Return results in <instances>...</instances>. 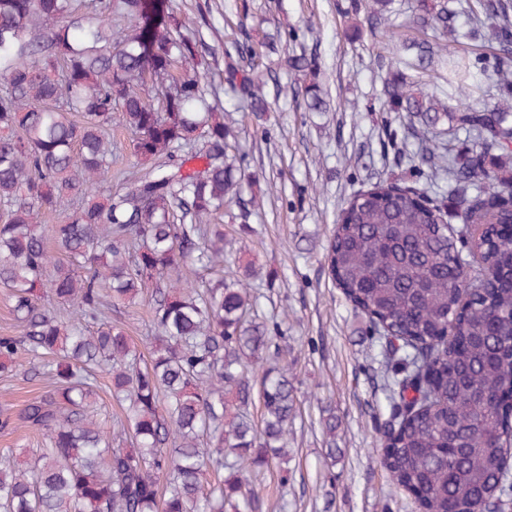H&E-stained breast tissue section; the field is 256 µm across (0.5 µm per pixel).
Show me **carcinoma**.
Wrapping results in <instances>:
<instances>
[{
    "label": "carcinoma",
    "instance_id": "obj_1",
    "mask_svg": "<svg viewBox=\"0 0 512 512\" xmlns=\"http://www.w3.org/2000/svg\"><path fill=\"white\" fill-rule=\"evenodd\" d=\"M366 20L383 28L378 0ZM410 23L445 36L458 20L489 28L484 58L431 70L439 42H421L415 74L389 66L385 112H412L413 160L448 177L460 224L420 191L378 184L341 208L329 273L370 318L390 411L384 465L425 512H506L512 481V0H437ZM263 43L211 69L173 0H0V292L23 328L0 336V373L28 359L49 390L0 430L43 436L26 466H0V512H256L244 472L288 458L295 387L256 298L224 279V225L246 173L228 161L229 80L252 112ZM285 69L316 67L284 55ZM448 84L447 107L413 87ZM162 107H155L154 100ZM446 117L472 145L429 130ZM134 158L112 188L109 128ZM482 155L476 167L471 148ZM73 212L61 224L44 218ZM467 244V250L457 242ZM200 282L179 290L187 269ZM152 352L141 359L109 310L145 297ZM122 408L95 411L101 375ZM259 404L260 424L251 413ZM226 476H221L222 472Z\"/></svg>",
    "mask_w": 512,
    "mask_h": 512
}]
</instances>
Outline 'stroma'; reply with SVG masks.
<instances>
[{"label":"stroma","instance_id":"35a3bbf8","mask_svg":"<svg viewBox=\"0 0 512 512\" xmlns=\"http://www.w3.org/2000/svg\"><path fill=\"white\" fill-rule=\"evenodd\" d=\"M195 37L216 54L234 42L281 31L289 53L317 59L308 75L285 70L280 54L262 59V93L270 109L257 121L238 107L229 86L219 97L236 153L250 181L224 207V273L257 297V321L288 346L296 415L288 426V470H266L251 485L259 512H418L395 489L382 461L386 402L374 359L373 328L332 281L325 256L341 205L380 181L425 190L452 207L444 182L431 181L392 139L410 121L384 112L378 97L379 37L371 35L358 0H174ZM316 83L330 103L311 112L301 87ZM336 415L337 460L326 458L324 418Z\"/></svg>","mask_w":512,"mask_h":512}]
</instances>
